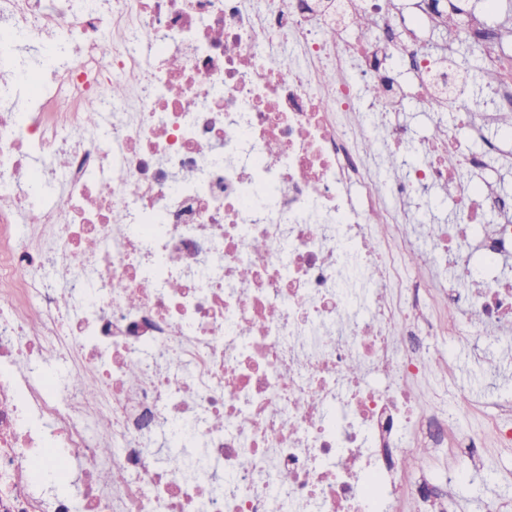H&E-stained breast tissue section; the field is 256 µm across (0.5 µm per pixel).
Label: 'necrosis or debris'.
Returning <instances> with one entry per match:
<instances>
[{
	"label": "necrosis or debris",
	"instance_id": "4bbe7bcc",
	"mask_svg": "<svg viewBox=\"0 0 512 512\" xmlns=\"http://www.w3.org/2000/svg\"><path fill=\"white\" fill-rule=\"evenodd\" d=\"M420 4L0 0V512H448L459 474L407 480L410 449L512 447L409 382L442 360L428 337L512 322V277L485 275L512 261V194L472 185L482 156L451 134L376 178L409 139L399 70L434 113L458 84L417 40L447 0ZM360 14L376 25L350 37ZM466 36L512 110L501 33L474 14ZM447 189L464 220L429 223ZM422 237L429 284L402 272ZM60 361L77 382L57 391Z\"/></svg>",
	"mask_w": 512,
	"mask_h": 512
}]
</instances>
